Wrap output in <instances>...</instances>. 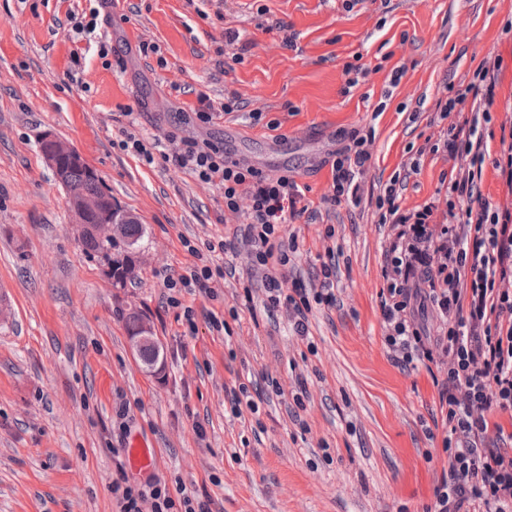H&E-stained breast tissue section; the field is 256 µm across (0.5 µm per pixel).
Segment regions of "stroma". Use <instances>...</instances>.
I'll list each match as a JSON object with an SVG mask.
<instances>
[{"mask_svg": "<svg viewBox=\"0 0 512 512\" xmlns=\"http://www.w3.org/2000/svg\"><path fill=\"white\" fill-rule=\"evenodd\" d=\"M57 12V0H0V512H115L112 480L130 435L153 448L152 475L211 496L220 512H425L448 467L437 389L426 364L396 365L383 343L386 231L368 204L289 226L301 267L328 243L341 252V305L309 314V341L293 335L286 311L268 314L248 298L257 281L239 242L223 256L236 272L216 283L217 300L182 293L198 325L188 336L164 282L209 259L208 243L244 216L225 212L218 187L160 159L143 165L117 143L132 121L167 152L188 135L220 141L263 172L292 171L317 208L331 183L322 160L339 132L371 128L369 181L421 156L400 201L414 209L452 164L419 152L437 132L429 121L449 84L501 58L495 120L512 107V0H360L349 11L342 0H118L105 30L111 54H87L78 71ZM144 41L159 54L141 57ZM357 57L372 71L349 89L343 69ZM397 66L404 74L393 88ZM180 85L205 86L218 103L236 92L242 108L217 126L173 125L171 112L196 102ZM257 109L258 124L249 118ZM46 133L144 225L135 252L122 243L112 251L134 259L124 283L83 251L40 151ZM133 311L160 342L158 371L131 351ZM210 311L226 334L210 332ZM242 382L259 413H231ZM302 389L295 420L288 405Z\"/></svg>", "mask_w": 512, "mask_h": 512, "instance_id": "1", "label": "stroma"}]
</instances>
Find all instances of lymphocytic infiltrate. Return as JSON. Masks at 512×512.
Instances as JSON below:
<instances>
[{"label":"lymphocytic infiltrate","instance_id":"f902f5d3","mask_svg":"<svg viewBox=\"0 0 512 512\" xmlns=\"http://www.w3.org/2000/svg\"><path fill=\"white\" fill-rule=\"evenodd\" d=\"M111 6L95 0L89 12L66 11L72 31L103 57ZM500 68L499 59H483L468 82L449 85L447 99L436 104L432 122L447 129L430 150L453 161L441 176L443 199L401 209L403 191L420 172L416 160L387 181L367 183L371 137L360 130L344 134L325 159L327 210L369 199L388 230L379 298L389 354L404 366L433 363L443 374L436 387L448 470L433 488V512H512V432L504 426L512 421V206L491 204L480 190ZM239 108L235 93L216 104L201 91L178 116L213 125ZM170 161L218 186L225 210H246L244 236L253 267L263 273V302L285 308L294 334L308 339L312 309L336 305L339 266L331 257L312 279L298 274L300 247L286 226L309 207L295 179L263 173L231 159L223 143L195 137L182 138ZM112 497L117 512H213L210 497L169 488L155 476L142 483L120 477Z\"/></svg>","mask_w":512,"mask_h":512}]
</instances>
